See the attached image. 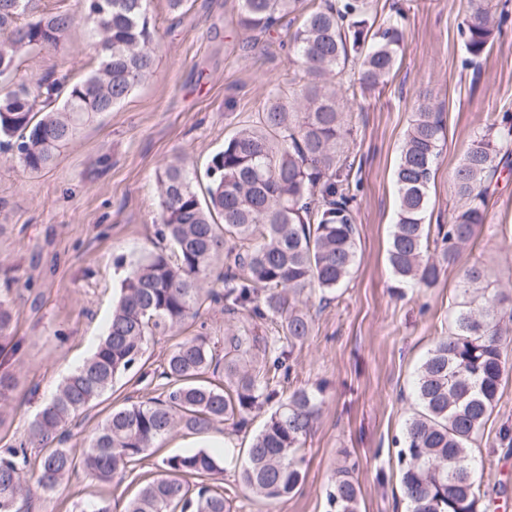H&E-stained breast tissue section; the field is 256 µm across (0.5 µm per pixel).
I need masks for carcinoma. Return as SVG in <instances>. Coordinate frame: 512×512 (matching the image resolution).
<instances>
[{
	"instance_id": "1",
	"label": "carcinoma",
	"mask_w": 512,
	"mask_h": 512,
	"mask_svg": "<svg viewBox=\"0 0 512 512\" xmlns=\"http://www.w3.org/2000/svg\"><path fill=\"white\" fill-rule=\"evenodd\" d=\"M40 2L0 0V144L29 173L50 167L60 148L150 78L156 63L148 0H83L82 18L98 37V68L79 82L43 77L15 85L23 61L38 49L61 48L75 23L67 11L42 12ZM371 9L372 0H322L309 13L304 0H239V24L249 31L266 33L305 14L289 33V49L306 81L290 95L274 88L261 111L224 140L206 169L204 197L181 162L165 164L158 236L173 245V255L160 250L131 264L105 336L44 403L25 445L0 449V512H21L20 503L53 492L79 468L110 486L173 432L200 433L228 421L240 426L262 404L275 410L247 448L240 483L267 501L300 486V453L322 389L287 392L282 384L293 348L313 328L312 315L296 302L308 289L325 303L339 298L358 263L354 194L343 174L349 100L336 91V80L351 69L363 92L385 84L406 34L401 9L376 28ZM507 18L508 10L493 13L489 0H469L460 26L466 63L485 55ZM443 136L442 120L422 105L399 153L388 262L406 288L435 287L476 241L499 164L512 156V114L502 113L470 139L453 176L458 206L432 233L425 214ZM487 280L477 264L462 270V299L448 335L435 342L414 379L417 410L399 453L409 512H482L470 444L498 399L507 365L502 323L512 324V296ZM208 302L224 303L229 315L268 321L273 333L230 328L222 351L200 337L183 339L167 355L161 396L112 411L81 453L66 447L65 426L140 367L149 338L181 327ZM17 315L9 295L0 293L1 343L11 342ZM220 368L224 382L206 380ZM30 447L39 458L33 476ZM220 473L217 458L203 449L164 458L162 474L124 512H230L229 498L208 483ZM327 499L330 512H357L359 488L348 470L336 473Z\"/></svg>"
}]
</instances>
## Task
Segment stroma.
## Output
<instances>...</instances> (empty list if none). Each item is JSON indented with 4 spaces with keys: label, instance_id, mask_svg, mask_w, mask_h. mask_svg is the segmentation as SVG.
Instances as JSON below:
<instances>
[{
    "label": "stroma",
    "instance_id": "35a3bbf8",
    "mask_svg": "<svg viewBox=\"0 0 512 512\" xmlns=\"http://www.w3.org/2000/svg\"><path fill=\"white\" fill-rule=\"evenodd\" d=\"M406 11L407 41L385 86L358 97L348 121L350 183L360 186L356 225L359 263L340 297L320 304L311 296L313 331L294 347L290 388L322 387L321 412L301 455L296 494L260 502L238 482V468L272 408L262 405L234 428L180 431L159 454L103 487L75 471L30 512H82L106 501L123 512L142 481L158 474L163 457L205 449L220 460L218 486L231 512H329L327 491L348 467L360 494L358 512H408L401 492L399 442L416 401L413 380L435 340L447 335L463 267L480 264L492 287L512 293V167L502 169L488 200L475 248L427 291L397 288L387 261L398 197L394 169L420 103L440 112L445 138L429 189L428 224L447 223L456 205L453 172L474 133L497 114L512 113V26L479 63L470 66L459 27L467 0H377L378 18L394 2ZM157 59L155 75L111 112L85 126L46 170L24 172L12 151L0 148V289H10L18 320V354L0 351L17 385L0 401V448L19 445L28 424L62 379L103 336L127 263L161 247L157 177L181 157L204 175L212 156L242 122L261 110L273 86H287L298 69L290 61L285 25L266 33L238 25L237 0H150ZM99 47L84 24L65 45L23 63L28 78L47 74L84 79L98 65ZM224 307L204 308L180 329L153 336L140 371L117 381L79 424L67 445L82 451L112 408L162 392L159 374L183 338L206 337L223 346ZM481 460L486 512L512 503V368L499 399L472 445Z\"/></svg>",
    "mask_w": 512,
    "mask_h": 512
}]
</instances>
